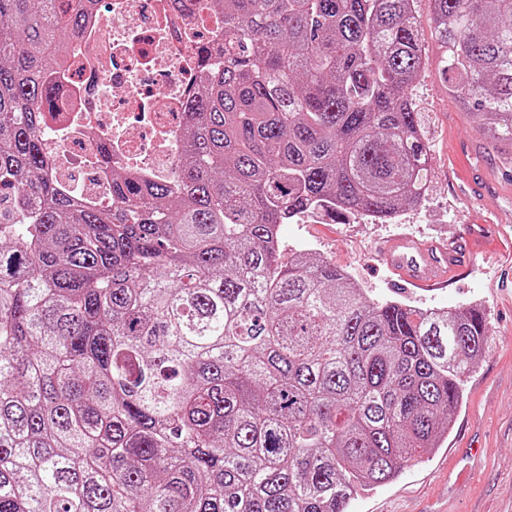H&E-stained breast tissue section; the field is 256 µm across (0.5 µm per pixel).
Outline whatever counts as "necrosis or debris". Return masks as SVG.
<instances>
[{
	"label": "necrosis or debris",
	"instance_id": "1",
	"mask_svg": "<svg viewBox=\"0 0 512 512\" xmlns=\"http://www.w3.org/2000/svg\"><path fill=\"white\" fill-rule=\"evenodd\" d=\"M212 2L97 0L41 129L68 190L105 207L113 168L149 180L174 172L186 101L201 77L196 47L222 26Z\"/></svg>",
	"mask_w": 512,
	"mask_h": 512
}]
</instances>
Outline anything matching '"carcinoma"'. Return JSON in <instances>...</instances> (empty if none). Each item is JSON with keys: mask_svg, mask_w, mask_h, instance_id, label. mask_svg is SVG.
Returning <instances> with one entry per match:
<instances>
[{"mask_svg": "<svg viewBox=\"0 0 512 512\" xmlns=\"http://www.w3.org/2000/svg\"><path fill=\"white\" fill-rule=\"evenodd\" d=\"M96 0H0V512H348L436 448L489 338L371 300L278 227L393 220L433 171L416 0H218L174 174L65 191L49 69ZM441 81L512 162V0H429Z\"/></svg>", "mask_w": 512, "mask_h": 512, "instance_id": "carcinoma-1", "label": "carcinoma"}]
</instances>
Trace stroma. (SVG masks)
Returning <instances> with one entry per match:
<instances>
[{
  "mask_svg": "<svg viewBox=\"0 0 512 512\" xmlns=\"http://www.w3.org/2000/svg\"><path fill=\"white\" fill-rule=\"evenodd\" d=\"M415 16L425 36L426 61L412 94L434 171L426 202L404 209L391 223L362 215L336 222L300 215L280 227L283 256L308 249L344 269L367 297H401L440 310L470 304L484 311L489 323L491 339L465 379V402L440 447L403 468L393 482L359 493L349 512H512V267L504 264L512 249V178L503 174L481 130L441 83L428 0H417ZM464 159L482 164L496 185L483 202L497 215L495 227L478 224V210L451 182ZM399 236L424 245L465 236L476 258L456 270L446 287L403 289L376 253L379 241ZM476 444L482 447L480 457L472 463L462 459L461 449Z\"/></svg>",
  "mask_w": 512,
  "mask_h": 512,
  "instance_id": "35a3bbf8",
  "label": "stroma"
}]
</instances>
